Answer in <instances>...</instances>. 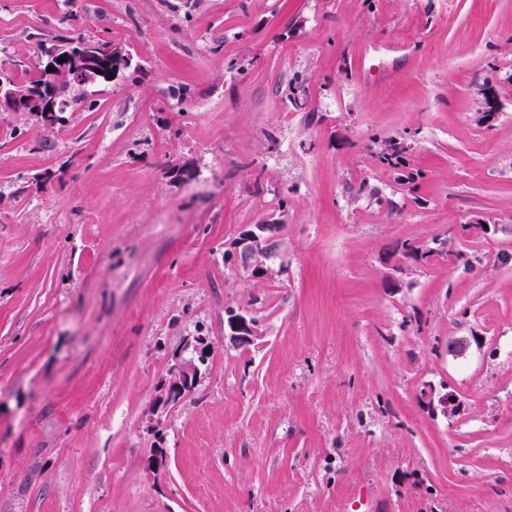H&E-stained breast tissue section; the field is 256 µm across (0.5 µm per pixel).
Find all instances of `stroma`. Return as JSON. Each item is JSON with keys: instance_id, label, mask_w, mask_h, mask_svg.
Returning a JSON list of instances; mask_svg holds the SVG:
<instances>
[{"instance_id": "1", "label": "stroma", "mask_w": 512, "mask_h": 512, "mask_svg": "<svg viewBox=\"0 0 512 512\" xmlns=\"http://www.w3.org/2000/svg\"><path fill=\"white\" fill-rule=\"evenodd\" d=\"M75 32L135 65L0 108V512H512V0H0V72ZM274 226L275 224H253L248 230L243 231L232 245L231 259L236 264L244 262L253 277H265L272 273L267 261L272 248L269 233ZM256 325V320L247 310L229 309L224 324L225 337H230L237 347H250L258 338ZM189 349L194 354L190 358L184 355L185 351ZM208 355V338L203 335L187 339L183 348L173 354L168 377L162 384L160 395L149 411V423L158 421L169 404L180 400L199 385L203 375L201 366L205 364ZM420 404L431 412H440L443 416L452 418L460 414L464 407L463 400L454 392L448 391L446 385L437 388L428 383L418 391Z\"/></svg>"}]
</instances>
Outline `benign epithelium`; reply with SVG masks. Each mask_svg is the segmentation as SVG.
<instances>
[{
    "label": "benign epithelium",
    "mask_w": 512,
    "mask_h": 512,
    "mask_svg": "<svg viewBox=\"0 0 512 512\" xmlns=\"http://www.w3.org/2000/svg\"><path fill=\"white\" fill-rule=\"evenodd\" d=\"M43 71L47 82L36 85L31 92L21 93L16 83L6 77L0 79V106H7L34 114L46 126L55 127L63 123L65 108L61 105L64 94L73 93L80 87L110 80V75H119L131 65L130 56L115 48L101 49L88 41H72L53 44L44 49ZM64 62H59V59ZM272 224H253L243 231L233 243L232 260L244 263L254 277H265L272 273L267 264L271 253ZM225 335L237 346L247 348L258 338L256 320L246 310L229 309L224 324ZM472 347L470 338L463 336L448 341V354L464 358ZM209 355L208 338L203 335L187 339L183 349L175 352L162 384L160 395L149 411V421L161 418L164 409L194 390L202 379L203 366ZM420 404L431 412H439L452 418L461 413L463 400L448 387H437L431 383L418 391Z\"/></svg>",
    "instance_id": "obj_1"
}]
</instances>
